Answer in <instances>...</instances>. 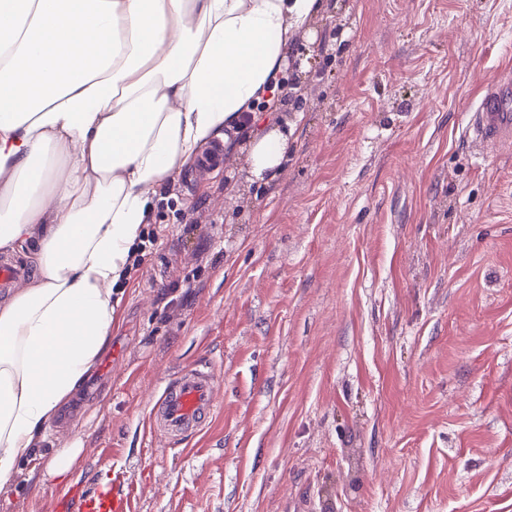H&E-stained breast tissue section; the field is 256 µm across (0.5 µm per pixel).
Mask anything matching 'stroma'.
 Listing matches in <instances>:
<instances>
[{"instance_id": "35a3bbf8", "label": "stroma", "mask_w": 512, "mask_h": 512, "mask_svg": "<svg viewBox=\"0 0 512 512\" xmlns=\"http://www.w3.org/2000/svg\"><path fill=\"white\" fill-rule=\"evenodd\" d=\"M508 76L512 0H323L279 110L156 198L107 345L0 512L99 482L131 512H512V142L467 137ZM270 122L291 135L260 182L244 145ZM192 365L215 408L173 444L148 418ZM79 452L80 448H76V446L65 447L47 463L46 471L48 475L58 480L69 476L77 463Z\"/></svg>"}]
</instances>
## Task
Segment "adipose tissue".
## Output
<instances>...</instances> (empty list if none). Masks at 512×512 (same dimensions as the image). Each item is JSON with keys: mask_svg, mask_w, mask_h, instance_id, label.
Masks as SVG:
<instances>
[{"mask_svg": "<svg viewBox=\"0 0 512 512\" xmlns=\"http://www.w3.org/2000/svg\"><path fill=\"white\" fill-rule=\"evenodd\" d=\"M318 0H0V488L92 372L154 197L253 104L274 103ZM288 131L251 138L257 180ZM28 254L29 249H23L22 251L16 252L7 260L12 263L15 261L20 262L23 269L14 264H0V288H14L24 276L25 280L27 279L30 269Z\"/></svg>", "mask_w": 512, "mask_h": 512, "instance_id": "ef3b65f1", "label": "adipose tissue"}]
</instances>
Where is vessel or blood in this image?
I'll use <instances>...</instances> for the list:
<instances>
[{"mask_svg":"<svg viewBox=\"0 0 512 512\" xmlns=\"http://www.w3.org/2000/svg\"><path fill=\"white\" fill-rule=\"evenodd\" d=\"M468 137L477 151L512 140V81L487 87L470 114ZM215 378L202 366L176 373L158 398L150 416L152 433L180 441L196 435L214 408ZM68 512H129L127 496L111 484L76 491L67 501Z\"/></svg>","mask_w":512,"mask_h":512,"instance_id":"vessel-or-blood-1","label":"vessel or blood"}]
</instances>
